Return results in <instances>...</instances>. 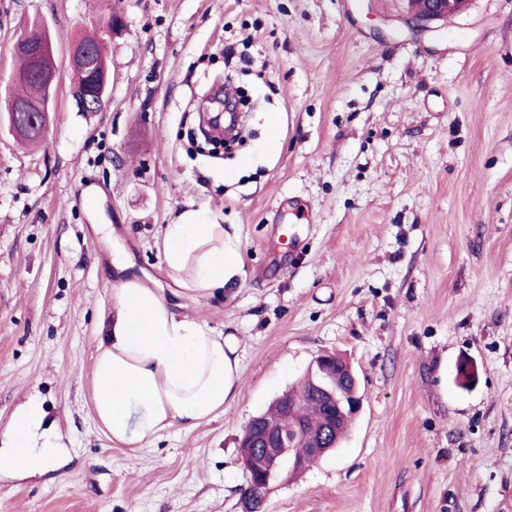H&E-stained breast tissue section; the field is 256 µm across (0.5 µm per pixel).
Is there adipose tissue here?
Listing matches in <instances>:
<instances>
[{"label": "adipose tissue", "instance_id": "obj_1", "mask_svg": "<svg viewBox=\"0 0 512 512\" xmlns=\"http://www.w3.org/2000/svg\"><path fill=\"white\" fill-rule=\"evenodd\" d=\"M162 245L169 278L180 295L197 300L223 297L243 267L230 234L202 210L166 225ZM111 294L112 327L95 348L92 378L94 420L113 443L135 448L177 425L196 429L235 399L242 380L237 337L181 313L139 277L116 280ZM66 453L32 397L0 438V471L44 475Z\"/></svg>", "mask_w": 512, "mask_h": 512}]
</instances>
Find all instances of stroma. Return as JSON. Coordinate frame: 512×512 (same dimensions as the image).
Masks as SVG:
<instances>
[{
    "instance_id": "1",
    "label": "stroma",
    "mask_w": 512,
    "mask_h": 512,
    "mask_svg": "<svg viewBox=\"0 0 512 512\" xmlns=\"http://www.w3.org/2000/svg\"><path fill=\"white\" fill-rule=\"evenodd\" d=\"M407 16V0H0V100L23 28L49 32L57 71L37 144L0 125V434L35 394L68 450L52 477L0 473V512H244V426L325 352L362 409L263 512H512V0L426 32ZM87 34L112 61L98 112L71 94ZM227 75L253 108L245 143L211 157L190 133ZM187 209L237 234L223 300L181 303L240 338V391L206 425L115 445L92 411L112 255L171 290L161 232Z\"/></svg>"
}]
</instances>
